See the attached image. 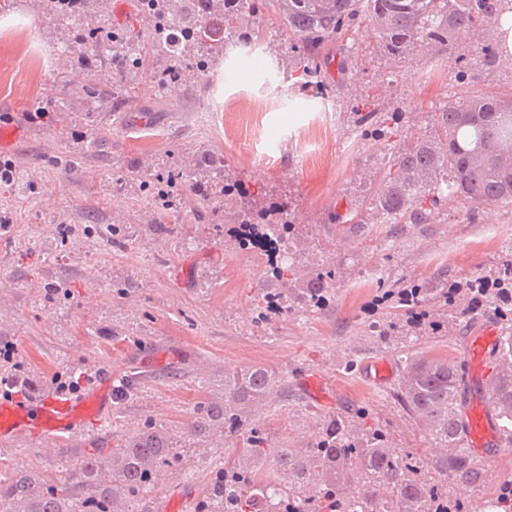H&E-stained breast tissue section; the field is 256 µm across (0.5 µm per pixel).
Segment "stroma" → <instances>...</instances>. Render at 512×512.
<instances>
[{"mask_svg": "<svg viewBox=\"0 0 512 512\" xmlns=\"http://www.w3.org/2000/svg\"><path fill=\"white\" fill-rule=\"evenodd\" d=\"M252 27L264 70H250L245 56L229 51L208 74L169 84L156 77L162 62H153L135 85L132 109L114 113L110 131L86 148L81 138L66 141L38 125L34 111L58 103L89 111L82 95H62V79L118 84L121 74L99 67L103 48L74 46L29 0L0 12V125L25 126L14 151L0 155L16 170L13 181L0 180V333L17 346L37 390L75 379L86 386L109 371L119 388L138 375L133 395L114 402L102 430L106 447L152 419L187 447L188 483L198 491L237 447L231 440L205 453L191 450L184 428L201 393L221 396L225 370L244 365L265 366L286 384L287 400L273 401L265 420L272 443L310 440L324 417L363 407L397 447L424 453L430 443L396 400V384L370 385L360 369L376 358L397 373L417 355L463 359L467 336L489 315L477 310L448 335L396 343L369 329L389 315L376 280L406 285L444 270L462 282L512 257L510 205L475 208L452 196L433 223L408 224L394 236L385 224L356 230L324 221L330 207L346 211L374 192L373 174L387 151L385 142L361 137L355 91L370 95L380 111H402L397 137L407 140L429 134L434 112L448 101L511 98L512 68L462 78L454 55L392 61L362 29L328 45L332 92L314 98L297 85L293 33L266 8ZM201 150L223 157L246 187L287 196L302 231L295 262L342 261L331 307L256 322L262 256L225 248L195 223L193 213L206 200L194 197L186 208L163 213L130 177L135 165L155 170L174 155L188 163ZM65 157L76 165L68 175L57 165ZM159 217L173 235L149 230ZM115 224L128 228L124 249L102 236L88 240L93 226ZM116 282L128 283L124 296L113 294ZM52 285L66 288V302L49 293ZM155 359L159 367L142 372L141 363ZM315 370L336 381L331 406L311 404L299 385ZM26 464L48 475L62 469L60 457L38 440L0 449V468ZM478 467L482 482L448 484L473 512H486L499 481L512 479V466L482 460Z\"/></svg>", "mask_w": 512, "mask_h": 512, "instance_id": "1", "label": "stroma"}]
</instances>
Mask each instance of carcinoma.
<instances>
[{
    "label": "carcinoma",
    "mask_w": 512,
    "mask_h": 512,
    "mask_svg": "<svg viewBox=\"0 0 512 512\" xmlns=\"http://www.w3.org/2000/svg\"><path fill=\"white\" fill-rule=\"evenodd\" d=\"M62 31L109 42L101 57L128 78L114 87L90 79L78 86L66 82L62 93H79L97 111L68 114L57 106L37 119L62 136L77 127L98 135L112 113L133 101V81L147 71L151 58L165 60L166 75L179 81L187 72H206L224 55L226 41L250 46L258 40L251 17L267 0H135L149 42L137 48L112 28L107 0H94L91 11L69 20L64 0H36ZM276 19L299 41L301 87L322 95L328 85L321 75L324 47L364 24L378 47L394 60L409 57L427 62L455 52L470 40L473 60L486 72L508 65L497 52L503 0H273ZM358 124L375 138L390 134L402 113L379 112L361 98ZM194 178L168 167L166 178L145 175L140 188L161 201V209L186 204L201 195L229 200L207 217L228 249L260 247L267 263L260 275L265 289L258 319L267 313L306 308L322 312L335 296L340 264H277L274 242L295 240L288 202L243 187L224 158L202 152L192 164ZM378 186L367 201L342 214L326 213L334 224H429L448 201L444 188L472 205H512V99L476 96L451 101L434 113L432 131L401 143L388 165L376 172ZM182 193L174 194L175 186ZM494 282L495 287L487 284ZM477 273L463 284L448 285L447 274L398 288L382 279L378 290L391 303L394 317L381 335L403 341L410 336H442L449 325L484 305L498 321L512 323V262L495 271L493 280ZM0 360L7 385L26 387L24 366L15 359L10 340L0 336ZM464 363L417 357L405 362L397 400L433 444V457L415 456L395 446L378 426L368 425V411L348 418L330 415L314 438L296 448L271 443L262 416L281 394V378L261 366L224 372V395L195 402L188 438L198 445L239 440L240 454L213 472L193 512H267L268 493L286 503V512H471L468 502L451 494L436 475L448 471L465 482L481 475L461 447L456 400ZM490 399L498 419L512 426V334L502 337ZM183 451L168 433L147 418L115 448H89L65 459V472L47 476L34 465L0 474V512H134L139 501L165 480L185 471ZM496 512H512V481L499 485Z\"/></svg>",
    "instance_id": "carcinoma-1"
}]
</instances>
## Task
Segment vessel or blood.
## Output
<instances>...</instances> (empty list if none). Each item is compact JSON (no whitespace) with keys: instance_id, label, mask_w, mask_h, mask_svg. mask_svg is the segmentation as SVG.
Masks as SVG:
<instances>
[{"instance_id":"vessel-or-blood-1","label":"vessel or blood","mask_w":512,"mask_h":512,"mask_svg":"<svg viewBox=\"0 0 512 512\" xmlns=\"http://www.w3.org/2000/svg\"><path fill=\"white\" fill-rule=\"evenodd\" d=\"M499 343V330L491 322L482 324L466 339L468 398L460 431L472 456L503 464L512 460V447L506 444L490 410L487 393ZM301 384L317 404H334L336 385L327 377L308 375ZM112 404V376L108 373L79 393L32 392L0 398V446L33 439L53 444L85 435L89 428L105 424L112 414ZM195 495L191 486H174L161 502L159 512H189Z\"/></svg>"}]
</instances>
